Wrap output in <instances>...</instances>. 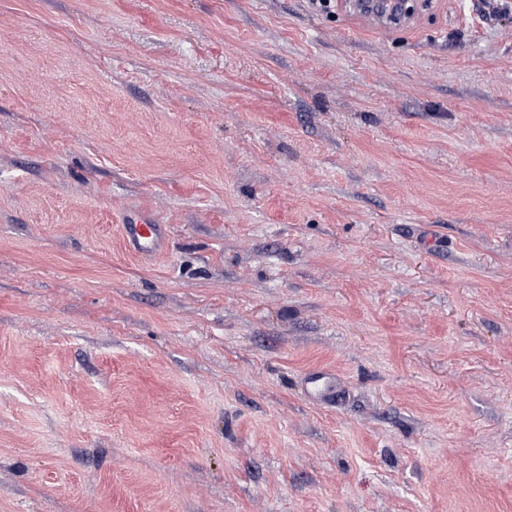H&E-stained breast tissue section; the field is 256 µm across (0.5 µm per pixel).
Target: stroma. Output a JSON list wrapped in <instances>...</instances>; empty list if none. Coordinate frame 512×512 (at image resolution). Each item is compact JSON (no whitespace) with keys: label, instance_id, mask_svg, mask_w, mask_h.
<instances>
[{"label":"stroma","instance_id":"35a3bbf8","mask_svg":"<svg viewBox=\"0 0 512 512\" xmlns=\"http://www.w3.org/2000/svg\"><path fill=\"white\" fill-rule=\"evenodd\" d=\"M0 512H512V12L0 0ZM354 7L371 16L373 23L381 30L387 31L395 24H408L411 19V13H404L401 9L402 5L397 1H381L374 6L365 4L364 2H355ZM124 237L131 249L139 253L153 252L160 246L159 224L140 212H130L123 224Z\"/></svg>","mask_w":512,"mask_h":512}]
</instances>
